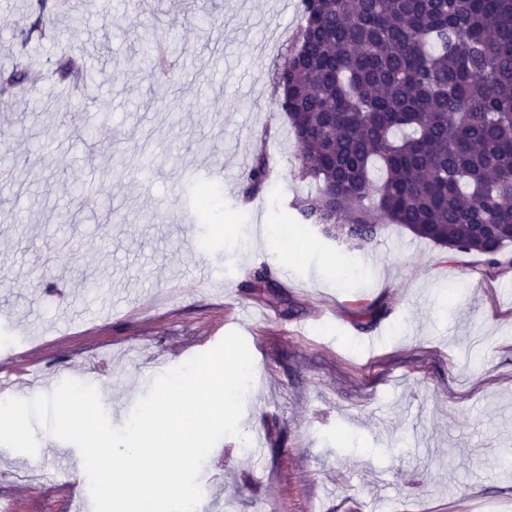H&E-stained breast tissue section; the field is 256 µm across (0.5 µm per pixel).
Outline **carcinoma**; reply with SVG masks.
<instances>
[{
    "instance_id": "carcinoma-1",
    "label": "carcinoma",
    "mask_w": 512,
    "mask_h": 512,
    "mask_svg": "<svg viewBox=\"0 0 512 512\" xmlns=\"http://www.w3.org/2000/svg\"><path fill=\"white\" fill-rule=\"evenodd\" d=\"M46 8L40 0L29 33L52 41ZM302 13L276 74L309 186L292 207L351 249L389 222L450 262L483 256L479 273L492 275L512 246V0H302ZM141 42L151 73L167 75L154 56L162 38L147 28ZM24 76L1 70L0 95ZM270 173L259 157L247 192ZM244 287L284 303L264 266ZM383 314L368 305L360 327Z\"/></svg>"
}]
</instances>
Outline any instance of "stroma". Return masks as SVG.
Returning <instances> with one entry per match:
<instances>
[{
  "mask_svg": "<svg viewBox=\"0 0 512 512\" xmlns=\"http://www.w3.org/2000/svg\"><path fill=\"white\" fill-rule=\"evenodd\" d=\"M56 43L23 38L32 0H0V65L73 52L80 85L51 68L0 101V366L40 391L85 377L112 425L164 371L228 332L254 360L240 437L205 460L197 512H484L512 503V265L386 225L352 250L303 223L308 186L279 111L274 73L304 23L280 0H69ZM177 46L168 81L139 35ZM89 98L87 111L75 109ZM267 156L276 190L247 194ZM216 194L207 210L197 189ZM207 266L209 281L196 277ZM267 266L295 316L241 287ZM384 315L360 328L356 312ZM36 455L0 445V498L56 512L60 483L89 493L68 443L36 427ZM264 448L255 460L252 443ZM141 42L144 44L142 47L143 53L147 58L148 66L151 69L153 75L158 74L159 76H166V68L161 65L157 56H154L155 49L163 41L160 36L153 30L145 28L143 35L141 36Z\"/></svg>",
  "mask_w": 512,
  "mask_h": 512,
  "instance_id": "stroma-1",
  "label": "stroma"
}]
</instances>
